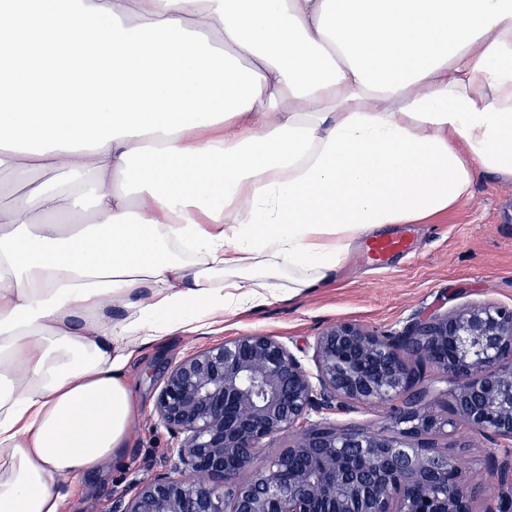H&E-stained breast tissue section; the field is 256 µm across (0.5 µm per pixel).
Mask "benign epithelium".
Here are the masks:
<instances>
[{
    "label": "benign epithelium",
    "instance_id": "1",
    "mask_svg": "<svg viewBox=\"0 0 512 512\" xmlns=\"http://www.w3.org/2000/svg\"><path fill=\"white\" fill-rule=\"evenodd\" d=\"M403 350L459 381L451 425L500 443L493 466L511 500L512 309L478 302L417 314L394 336L335 323L310 366L262 333L187 355L155 401L176 448L113 512H475L462 462L426 437L437 420L426 391L410 386ZM390 402L376 430L327 421ZM285 435L286 447L267 452Z\"/></svg>",
    "mask_w": 512,
    "mask_h": 512
}]
</instances>
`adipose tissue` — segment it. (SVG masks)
<instances>
[{
  "mask_svg": "<svg viewBox=\"0 0 512 512\" xmlns=\"http://www.w3.org/2000/svg\"><path fill=\"white\" fill-rule=\"evenodd\" d=\"M0 170V512H64L139 348L512 180V0H0Z\"/></svg>",
  "mask_w": 512,
  "mask_h": 512,
  "instance_id": "ef3b65f1",
  "label": "adipose tissue"
}]
</instances>
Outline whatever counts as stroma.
Here are the masks:
<instances>
[{"label": "stroma", "instance_id": "stroma-1", "mask_svg": "<svg viewBox=\"0 0 512 512\" xmlns=\"http://www.w3.org/2000/svg\"><path fill=\"white\" fill-rule=\"evenodd\" d=\"M389 237L404 250L375 264L361 247L338 278L308 294L279 299L254 310L225 315L222 324L195 333H175L160 345L142 347L128 366L137 415L122 458L102 473L59 481L65 512H112V502L150 479L174 441L154 407L166 368L194 351L244 333L276 336L302 360H310L317 336L341 321L395 334L418 313L443 312L489 301L512 307V182L477 177L473 194L455 209L420 224H398ZM416 388L426 389L432 412L450 417L451 398L442 375L409 359ZM466 477L478 479V501L498 494L491 459L499 452L484 434L460 429L448 438Z\"/></svg>", "mask_w": 512, "mask_h": 512}]
</instances>
